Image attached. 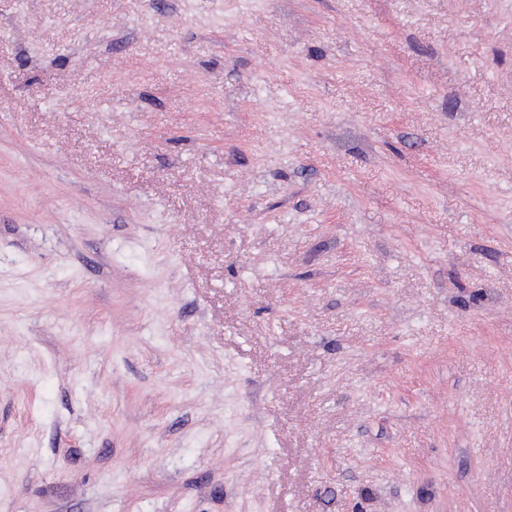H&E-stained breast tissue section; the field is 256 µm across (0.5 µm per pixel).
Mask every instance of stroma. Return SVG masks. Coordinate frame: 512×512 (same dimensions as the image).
<instances>
[{
    "label": "stroma",
    "mask_w": 512,
    "mask_h": 512,
    "mask_svg": "<svg viewBox=\"0 0 512 512\" xmlns=\"http://www.w3.org/2000/svg\"><path fill=\"white\" fill-rule=\"evenodd\" d=\"M0 512H512V0H0Z\"/></svg>",
    "instance_id": "1"
}]
</instances>
